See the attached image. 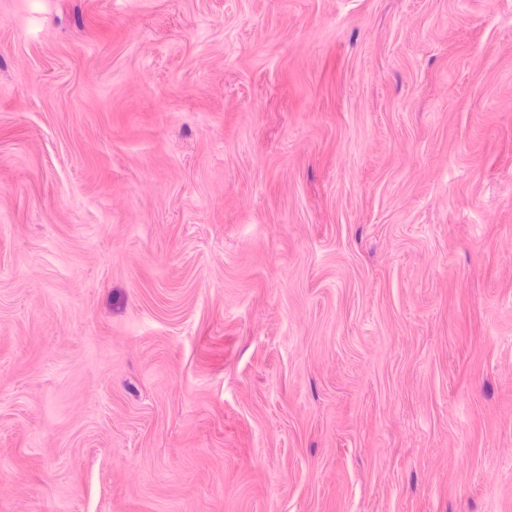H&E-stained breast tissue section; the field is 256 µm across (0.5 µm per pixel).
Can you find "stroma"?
<instances>
[{
    "instance_id": "1",
    "label": "stroma",
    "mask_w": 512,
    "mask_h": 512,
    "mask_svg": "<svg viewBox=\"0 0 512 512\" xmlns=\"http://www.w3.org/2000/svg\"><path fill=\"white\" fill-rule=\"evenodd\" d=\"M0 512H512V0H0Z\"/></svg>"
}]
</instances>
